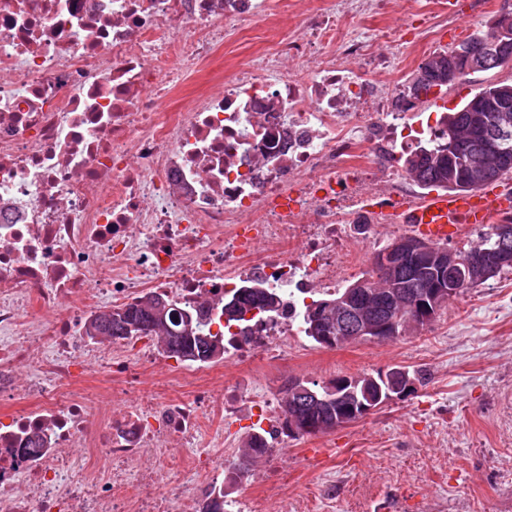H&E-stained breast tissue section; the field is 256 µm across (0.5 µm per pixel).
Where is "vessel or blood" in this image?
I'll return each instance as SVG.
<instances>
[{
    "label": "vessel or blood",
    "mask_w": 512,
    "mask_h": 512,
    "mask_svg": "<svg viewBox=\"0 0 512 512\" xmlns=\"http://www.w3.org/2000/svg\"><path fill=\"white\" fill-rule=\"evenodd\" d=\"M512 209V191L501 183L463 192H432L398 210L410 232L436 243L447 242L468 224H485L500 212Z\"/></svg>",
    "instance_id": "b4317fda"
}]
</instances>
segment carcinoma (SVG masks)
<instances>
[{"label":"carcinoma","instance_id":"1","mask_svg":"<svg viewBox=\"0 0 512 512\" xmlns=\"http://www.w3.org/2000/svg\"><path fill=\"white\" fill-rule=\"evenodd\" d=\"M512 65V39L505 42L498 38L492 27L479 28L460 41L448 51L431 55L420 67L418 73L407 86L408 96L420 99L432 93L434 88L451 86L455 80L449 77V71L459 72V77L466 76L464 70L473 68L475 71H489ZM448 126L456 132V143L450 144L443 135L433 140L420 142L413 150L403 157V168L407 176L422 188H444L449 191L475 189L478 184L463 177L458 171V161L462 158L481 157L485 153V145L489 138L498 139V145L507 159L501 161L493 169L486 182L498 181L512 177V84L491 83L476 92L459 109L448 113ZM496 225L489 224L486 230L473 242L455 247L457 257H474L482 250H494L498 247ZM439 279L436 267L424 264L403 265L393 270L387 277H379L375 269L362 274L358 280L349 284L354 287L361 281L367 287L356 301V310L350 318L338 326L330 321L311 313L317 301L304 306L296 312V317L305 336L318 346H323L321 336H346L348 342H358L356 326L361 319L382 321L396 311L402 312V319L413 320L408 310L413 294L422 288H429ZM234 307L239 310L244 306H254L260 315L270 318L282 314L283 300L278 291L253 281L237 289L224 298V308ZM167 310L164 317L148 308L143 300L128 305L120 312L103 313L102 322L112 323V336H140L152 334L159 339V346L170 345L183 348L186 352L198 351L201 347L219 348V354L207 359L212 363L224 359L235 344V338L229 339L213 335L206 330L197 317H192L194 332L187 331L183 320L177 321ZM348 382L350 393L339 407L324 408L310 401L305 388H312L315 383L302 379H291L282 388L280 399L281 412L296 418L298 421L321 422L324 431L332 430L331 423L336 420L349 404L370 403L378 392L389 390L381 376L363 374L357 377L341 378ZM273 446L259 431H251L245 441L238 462L235 463L237 476L247 478L256 464L270 455Z\"/></svg>","mask_w":512,"mask_h":512}]
</instances>
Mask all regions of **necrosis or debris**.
<instances>
[{"instance_id": "1", "label": "necrosis or debris", "mask_w": 512, "mask_h": 512, "mask_svg": "<svg viewBox=\"0 0 512 512\" xmlns=\"http://www.w3.org/2000/svg\"><path fill=\"white\" fill-rule=\"evenodd\" d=\"M394 3L340 0L181 96L264 0H0V512H201L224 473L223 369L86 327L159 294L220 335L247 282L335 289L358 262L344 236L363 185L403 183L400 156L441 125L407 139L421 101L350 31ZM293 314L239 340L242 361L279 359ZM141 370L158 386L114 412Z\"/></svg>"}]
</instances>
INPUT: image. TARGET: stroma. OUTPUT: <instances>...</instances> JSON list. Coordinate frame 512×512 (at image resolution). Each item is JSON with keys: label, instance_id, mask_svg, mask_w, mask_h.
Returning <instances> with one entry per match:
<instances>
[{"label": "stroma", "instance_id": "1", "mask_svg": "<svg viewBox=\"0 0 512 512\" xmlns=\"http://www.w3.org/2000/svg\"><path fill=\"white\" fill-rule=\"evenodd\" d=\"M413 12L395 9L358 17L369 38L399 31L388 83H409L429 57L435 36L448 45L463 37L441 0H412ZM284 32L281 0H267L265 16L228 25L217 65H237ZM512 83V66L473 73L438 92L437 112L462 106L483 85ZM406 227H347L349 250L361 258L345 281L369 270L373 255ZM224 382L249 386L224 436L227 512H512V272L466 290L430 325L388 342L361 341L329 349L306 336L293 338L282 360L226 356ZM400 366L421 372L423 385L335 431L292 438L278 435L277 450L250 481L234 479L257 407L278 400L293 378L323 383Z\"/></svg>", "mask_w": 512, "mask_h": 512}]
</instances>
